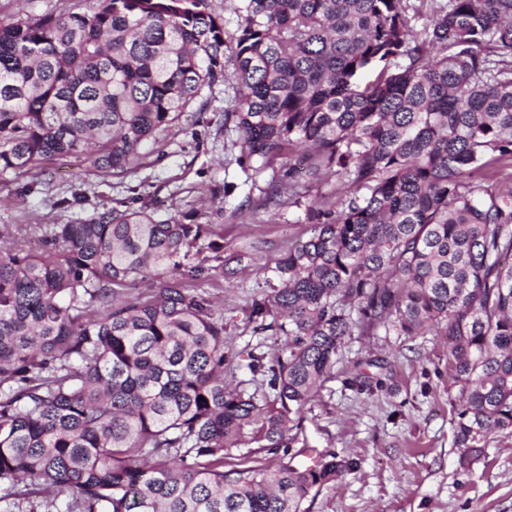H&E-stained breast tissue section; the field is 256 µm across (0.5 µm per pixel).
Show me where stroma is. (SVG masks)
I'll use <instances>...</instances> for the list:
<instances>
[{
  "instance_id": "stroma-1",
  "label": "stroma",
  "mask_w": 512,
  "mask_h": 512,
  "mask_svg": "<svg viewBox=\"0 0 512 512\" xmlns=\"http://www.w3.org/2000/svg\"><path fill=\"white\" fill-rule=\"evenodd\" d=\"M236 85L232 64L207 96L203 114L184 113L156 135L160 159L123 179L91 174L85 162L48 160L18 178L0 179V226L64 224L88 218L140 194L160 218L196 213L224 238L225 255H243L235 275L204 289L224 316L233 351L263 344L242 310L252 297L276 284L275 266L292 245L308 239L311 202L335 205L346 181L318 173L295 187L281 182L279 205L265 201L270 174L245 181L239 143L226 130ZM204 127H197V119ZM234 184L225 193V184ZM31 193H24L25 185ZM364 373L365 390L346 386ZM459 388L448 364V348L435 333L399 336L384 331L345 337L333 378L327 380L300 417L294 449L312 448L357 468L308 497L305 512H512V436L491 435L483 455L464 465L453 444Z\"/></svg>"
}]
</instances>
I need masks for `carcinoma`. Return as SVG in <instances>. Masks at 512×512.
<instances>
[{
    "label": "carcinoma",
    "instance_id": "obj_1",
    "mask_svg": "<svg viewBox=\"0 0 512 512\" xmlns=\"http://www.w3.org/2000/svg\"><path fill=\"white\" fill-rule=\"evenodd\" d=\"M90 2L0 17L1 176L82 153L100 177L137 173L227 58L247 178L291 179L304 150L352 191L308 207L313 235L247 307L253 333L285 336L247 354L259 395L226 382L224 317L186 284L242 263L215 225L127 205L0 227V502L30 488L81 512H304L356 463L224 456L289 447L355 328L435 330L457 447L512 435V0H239L230 42L209 0ZM31 231L37 251L3 246Z\"/></svg>",
    "mask_w": 512,
    "mask_h": 512
}]
</instances>
